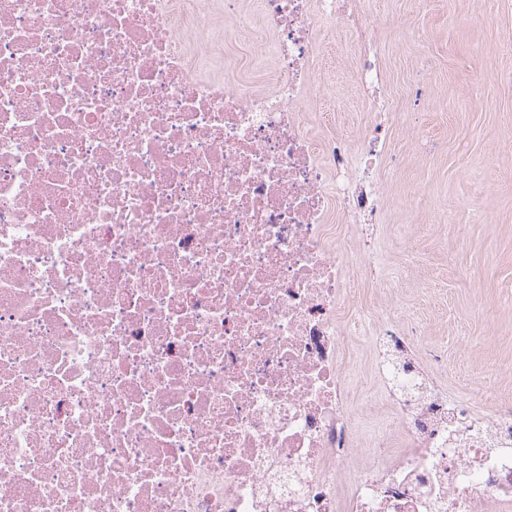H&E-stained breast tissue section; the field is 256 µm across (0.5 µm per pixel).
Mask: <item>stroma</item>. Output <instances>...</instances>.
Returning a JSON list of instances; mask_svg holds the SVG:
<instances>
[{
  "instance_id": "stroma-1",
  "label": "stroma",
  "mask_w": 512,
  "mask_h": 512,
  "mask_svg": "<svg viewBox=\"0 0 512 512\" xmlns=\"http://www.w3.org/2000/svg\"><path fill=\"white\" fill-rule=\"evenodd\" d=\"M369 18L390 87V131L371 174L383 196L354 309L382 313L349 343L344 362L365 382L352 396L359 414H391L376 371L374 338L417 319L418 364L440 349L433 378L449 399L483 414L512 400V0H370ZM340 32L320 34L324 89L305 120L336 134L362 121ZM426 86L428 100L414 89ZM398 300L402 314L386 312Z\"/></svg>"
}]
</instances>
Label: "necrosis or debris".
Masks as SVG:
<instances>
[{
    "mask_svg": "<svg viewBox=\"0 0 512 512\" xmlns=\"http://www.w3.org/2000/svg\"><path fill=\"white\" fill-rule=\"evenodd\" d=\"M213 9L0 0V512H512V402L423 388L411 330L394 421L356 426L345 311L390 107L365 10L224 0L225 39L274 63L256 90L206 77ZM325 29L364 92L355 154L304 121Z\"/></svg>",
    "mask_w": 512,
    "mask_h": 512,
    "instance_id": "obj_1",
    "label": "necrosis or debris"
}]
</instances>
